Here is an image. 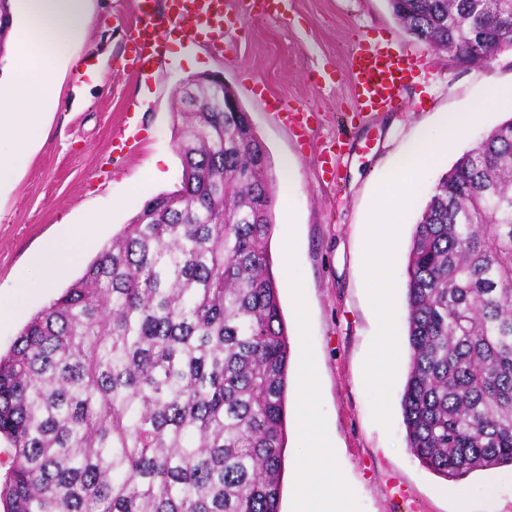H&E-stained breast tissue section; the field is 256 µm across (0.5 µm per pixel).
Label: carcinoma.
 I'll return each mask as SVG.
<instances>
[{
    "label": "carcinoma",
    "mask_w": 512,
    "mask_h": 512,
    "mask_svg": "<svg viewBox=\"0 0 512 512\" xmlns=\"http://www.w3.org/2000/svg\"><path fill=\"white\" fill-rule=\"evenodd\" d=\"M469 61L512 0H387ZM179 188L146 201L0 356L6 512H280L290 365L274 178L246 112L197 85ZM407 276V448L450 481L512 466V117L441 176Z\"/></svg>",
    "instance_id": "1"
}]
</instances>
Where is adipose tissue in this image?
<instances>
[{
	"instance_id": "1",
	"label": "adipose tissue",
	"mask_w": 512,
	"mask_h": 512,
	"mask_svg": "<svg viewBox=\"0 0 512 512\" xmlns=\"http://www.w3.org/2000/svg\"><path fill=\"white\" fill-rule=\"evenodd\" d=\"M89 0H13L12 20L18 25L19 56L9 74L20 97L38 104L35 112H15L10 104L0 105V188L11 185L30 165L33 151L46 139L45 111L57 102L55 70L63 59V47L89 24ZM94 221L81 229L62 226L28 260L20 272L14 293L0 298V321L11 319L27 301L29 271H36L42 283L59 279L89 247ZM308 435L309 454L301 464L303 479L297 488V512H351L345 481L337 471L331 445L322 436V421L310 402L300 408ZM317 478L333 486L331 498L318 499L308 490L309 479Z\"/></svg>"
}]
</instances>
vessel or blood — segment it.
Returning a JSON list of instances; mask_svg holds the SVG:
<instances>
[{
    "label": "vessel or blood",
    "instance_id": "1",
    "mask_svg": "<svg viewBox=\"0 0 512 512\" xmlns=\"http://www.w3.org/2000/svg\"><path fill=\"white\" fill-rule=\"evenodd\" d=\"M282 0H166L157 9L155 0H132L133 21L129 41L133 46L128 71L143 83H150L166 54L164 34L176 28L191 40L224 51L233 37V18L255 15L283 18ZM414 68L411 57L400 49L371 43L354 50L349 58L345 81L354 110L364 117L397 111L405 106L403 91Z\"/></svg>",
    "mask_w": 512,
    "mask_h": 512
}]
</instances>
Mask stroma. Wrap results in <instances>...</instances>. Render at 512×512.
Returning <instances> with one entry per match:
<instances>
[{
  "label": "stroma",
  "mask_w": 512,
  "mask_h": 512,
  "mask_svg": "<svg viewBox=\"0 0 512 512\" xmlns=\"http://www.w3.org/2000/svg\"><path fill=\"white\" fill-rule=\"evenodd\" d=\"M131 0H92V23L65 49L55 74L59 104L48 138L29 168L0 192V296L9 295L29 255L54 235L61 216L84 223L101 216L85 260L94 258L150 197L177 188L182 172L173 114L192 76L217 75L235 92L265 144L273 177L290 159L299 171L292 188L275 187L274 231L269 242L273 272L288 328L292 360L308 359L317 382L312 398L336 448L353 512H456L446 481L411 454L405 439L401 397L407 376L406 267L415 222L433 186L483 135L502 122L489 112L427 172L403 223L396 256L399 365L392 390V426L372 419L363 362L377 330L363 272L367 213L376 186L395 164L418 126H436L448 112H462L493 82L512 80V50L476 66H464L409 35L387 0H293L284 21L240 20L229 51L167 35V55L152 86L124 69L129 48ZM405 50L416 67L404 91L406 111L383 112L361 123L353 117L344 83L324 84L343 72L364 42ZM303 109L310 137L300 142L276 118L271 103ZM136 140L124 141L125 119ZM292 253L283 269L280 252ZM84 268L76 263L53 288L33 290L12 321L0 323V353L50 300ZM304 383L289 370L281 512L292 508L293 467L308 440L298 401Z\"/></svg>",
  "instance_id": "1"
}]
</instances>
